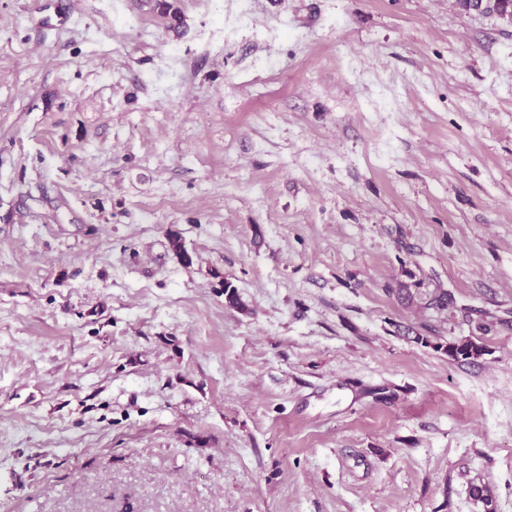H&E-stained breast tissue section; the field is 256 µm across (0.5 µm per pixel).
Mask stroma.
<instances>
[{
    "label": "stroma",
    "mask_w": 512,
    "mask_h": 512,
    "mask_svg": "<svg viewBox=\"0 0 512 512\" xmlns=\"http://www.w3.org/2000/svg\"><path fill=\"white\" fill-rule=\"evenodd\" d=\"M168 2L0 0V512H512V19ZM402 332L405 337L413 339V342L421 343L424 346H432L436 350H443L449 358L457 361L476 359L487 352L483 344L472 338H464L443 345L441 343L432 344L428 336H423L421 332L413 327H405ZM410 334H414V336L410 338Z\"/></svg>",
    "instance_id": "obj_1"
}]
</instances>
